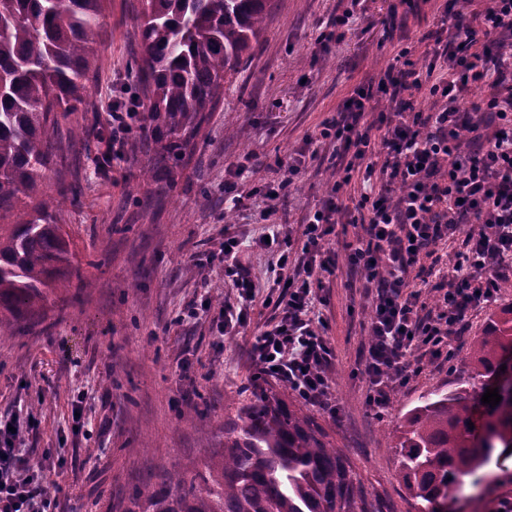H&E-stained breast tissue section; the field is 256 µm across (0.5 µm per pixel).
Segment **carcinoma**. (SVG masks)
Returning a JSON list of instances; mask_svg holds the SVG:
<instances>
[{
	"label": "carcinoma",
	"instance_id": "carcinoma-1",
	"mask_svg": "<svg viewBox=\"0 0 512 512\" xmlns=\"http://www.w3.org/2000/svg\"><path fill=\"white\" fill-rule=\"evenodd\" d=\"M110 0H0V324L33 321L70 286L75 250L43 192L62 177L68 145L58 113L88 96ZM270 0H140L141 51L129 67L143 132L156 154L182 159L224 79L265 31ZM512 353V303L474 339L481 384L425 396L396 429L399 477L420 504L445 512L464 478L512 447V394L501 382ZM502 396L484 405L486 389ZM474 428H469V424ZM178 464L138 490L125 512H381L361 480L304 409L261 392L205 449L204 471Z\"/></svg>",
	"mask_w": 512,
	"mask_h": 512
}]
</instances>
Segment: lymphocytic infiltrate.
Wrapping results in <instances>:
<instances>
[{
    "instance_id": "f902f5d3",
    "label": "lymphocytic infiltrate",
    "mask_w": 512,
    "mask_h": 512,
    "mask_svg": "<svg viewBox=\"0 0 512 512\" xmlns=\"http://www.w3.org/2000/svg\"><path fill=\"white\" fill-rule=\"evenodd\" d=\"M433 38L428 63L401 48L378 81L358 87L301 149L276 156L280 180L257 186L245 163L227 168L226 210L240 212L261 198L255 220L266 231L256 247L282 271L299 253L307 273L286 281L275 301L278 321L254 331L255 377L283 383L330 415L337 411L328 377L335 355L322 330L326 298L314 278L346 267L368 299L361 364L366 404L379 416L397 384L412 377V365L448 363L449 338L464 336L469 314L496 302L501 283L512 278V0H459L442 12ZM477 85L487 93L475 102ZM420 96L431 99L429 111L416 110ZM323 145L332 149L326 195L303 218L297 250L281 233L279 200ZM352 188L358 200L351 208L343 196ZM345 220L360 230L338 249L332 237ZM465 224V249L443 274L434 308H426L423 285L441 261L438 247ZM220 251L224 282L238 301L220 307L217 327L233 336L250 323L257 285L237 237L225 235ZM16 424L0 417V512H48L45 473L53 460L16 448Z\"/></svg>"
}]
</instances>
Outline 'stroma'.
<instances>
[{
  "instance_id": "stroma-1",
  "label": "stroma",
  "mask_w": 512,
  "mask_h": 512,
  "mask_svg": "<svg viewBox=\"0 0 512 512\" xmlns=\"http://www.w3.org/2000/svg\"><path fill=\"white\" fill-rule=\"evenodd\" d=\"M445 5L360 0L345 40L322 45L316 37L334 19L338 0H271L263 37L226 78L223 99L175 174L142 136L124 160L98 175L94 161L98 136L107 129L105 110L140 51V0H112L89 96L80 111L59 120L61 139H69L75 126L86 136L71 149L64 177L48 183L75 244L79 276L32 332L0 328V415L34 416V430L21 433L18 447L65 461L47 479L54 512H122L155 474L197 459L201 449L223 447L225 422L254 392L295 402L283 384L255 385L244 355L250 335L217 336L207 310L191 323L176 322L205 292L219 287L225 298L234 296L224 285L218 253L225 169L252 152L253 181L277 179L275 157L301 147L401 47L420 54L433 47L426 34ZM324 181L312 167L294 180L284 202L289 222L322 199ZM324 283L338 411L312 416L383 512H417L397 477L392 432L423 396L470 381L471 339L512 297L500 295L496 304L472 312L448 364L396 387L378 418L366 405L360 365L364 300L348 287L344 272ZM487 471L481 484H465L451 512H494L498 501L512 502V456Z\"/></svg>"
}]
</instances>
